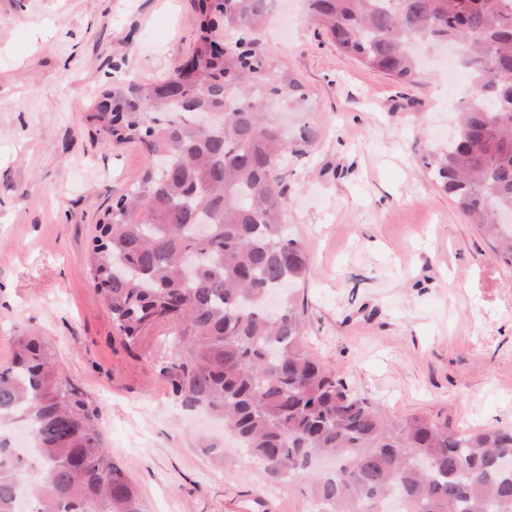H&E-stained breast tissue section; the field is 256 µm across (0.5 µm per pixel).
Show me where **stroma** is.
I'll return each mask as SVG.
<instances>
[{
    "label": "stroma",
    "instance_id": "stroma-1",
    "mask_svg": "<svg viewBox=\"0 0 512 512\" xmlns=\"http://www.w3.org/2000/svg\"><path fill=\"white\" fill-rule=\"evenodd\" d=\"M287 37L259 35L297 79L314 127L289 154L288 227L314 269L298 288L311 353L390 417L512 427V267L428 174L466 85L445 65L417 85L368 69L283 0ZM194 0H0V367L20 330L102 410L106 446L147 512H305V485L271 484L223 425L182 409L159 374L174 323L126 346L91 285L89 239L145 166L88 115L116 81H156L190 54ZM224 446L223 460L206 454Z\"/></svg>",
    "mask_w": 512,
    "mask_h": 512
}]
</instances>
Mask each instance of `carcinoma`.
<instances>
[{"label":"carcinoma","mask_w":512,"mask_h":512,"mask_svg":"<svg viewBox=\"0 0 512 512\" xmlns=\"http://www.w3.org/2000/svg\"><path fill=\"white\" fill-rule=\"evenodd\" d=\"M309 21L368 68L415 84L416 54L460 47L470 75L455 136L426 156L441 191L512 266V0H304ZM270 0H198L191 70L114 83L90 119L107 145L137 143L141 177L107 208L88 250L91 283L126 342L178 324L160 374L185 409H204L277 485L304 483L318 512H512V429L450 431L392 418L310 354L288 287L313 274L288 233L280 176L288 138L273 115L304 95L261 48ZM235 32L220 48L211 32ZM214 121L203 127L198 114ZM0 367V422L32 426L40 478L32 512H145L112 459L101 408L58 370L51 345L13 337ZM27 456L0 439V512H13Z\"/></svg>","instance_id":"1"}]
</instances>
